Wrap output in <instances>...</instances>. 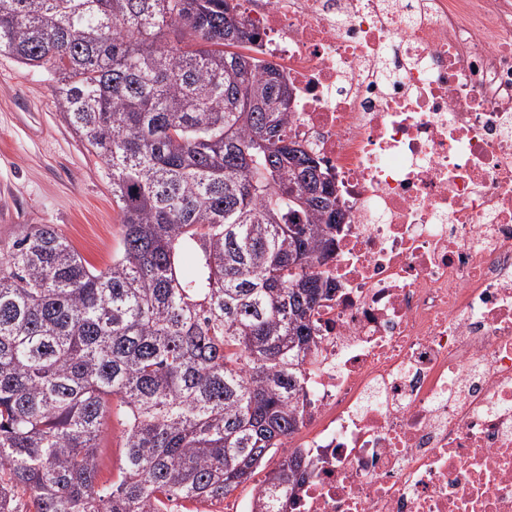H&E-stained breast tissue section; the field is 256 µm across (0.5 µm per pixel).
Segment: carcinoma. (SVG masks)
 Wrapping results in <instances>:
<instances>
[{"label":"carcinoma","mask_w":512,"mask_h":512,"mask_svg":"<svg viewBox=\"0 0 512 512\" xmlns=\"http://www.w3.org/2000/svg\"><path fill=\"white\" fill-rule=\"evenodd\" d=\"M229 0H0V53L44 70L105 165L121 247L50 224L0 252V512H168L224 498L298 429L321 270L346 213L287 135L293 91ZM125 415L117 479L98 436ZM266 480L255 512L303 478Z\"/></svg>","instance_id":"carcinoma-1"}]
</instances>
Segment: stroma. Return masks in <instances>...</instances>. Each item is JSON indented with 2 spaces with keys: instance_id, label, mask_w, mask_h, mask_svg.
<instances>
[{
  "instance_id": "obj_1",
  "label": "stroma",
  "mask_w": 512,
  "mask_h": 512,
  "mask_svg": "<svg viewBox=\"0 0 512 512\" xmlns=\"http://www.w3.org/2000/svg\"><path fill=\"white\" fill-rule=\"evenodd\" d=\"M50 224L92 267L112 263L120 211L100 158L57 108L51 81L0 54V250Z\"/></svg>"
}]
</instances>
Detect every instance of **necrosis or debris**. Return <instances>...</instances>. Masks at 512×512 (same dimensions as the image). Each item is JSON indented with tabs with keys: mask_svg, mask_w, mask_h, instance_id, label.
Instances as JSON below:
<instances>
[{
	"mask_svg": "<svg viewBox=\"0 0 512 512\" xmlns=\"http://www.w3.org/2000/svg\"><path fill=\"white\" fill-rule=\"evenodd\" d=\"M345 203L281 512H512V0H235Z\"/></svg>",
	"mask_w": 512,
	"mask_h": 512,
	"instance_id": "1",
	"label": "necrosis or debris"
}]
</instances>
